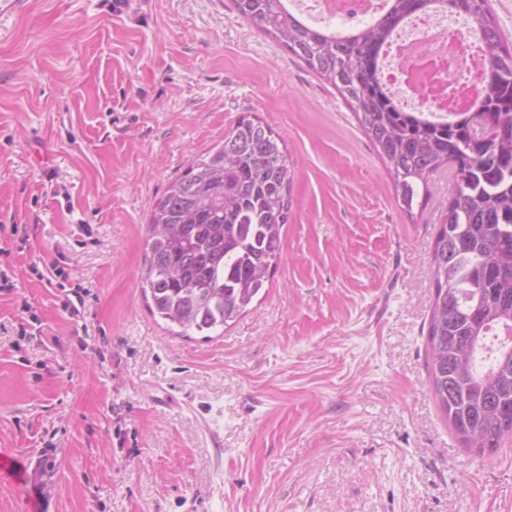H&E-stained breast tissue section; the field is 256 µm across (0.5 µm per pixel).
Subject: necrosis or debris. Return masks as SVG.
<instances>
[{"label":"necrosis or debris","instance_id":"4bbe7bcc","mask_svg":"<svg viewBox=\"0 0 512 512\" xmlns=\"http://www.w3.org/2000/svg\"><path fill=\"white\" fill-rule=\"evenodd\" d=\"M305 18L319 23H352L376 12V0H289ZM399 33L406 47L392 56L386 80L402 107L442 112L471 105L480 86L482 50L468 25L449 24L444 13L431 12L408 20Z\"/></svg>","mask_w":512,"mask_h":512}]
</instances>
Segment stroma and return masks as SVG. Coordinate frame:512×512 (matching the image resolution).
Masks as SVG:
<instances>
[{
  "label": "stroma",
  "mask_w": 512,
  "mask_h": 512,
  "mask_svg": "<svg viewBox=\"0 0 512 512\" xmlns=\"http://www.w3.org/2000/svg\"><path fill=\"white\" fill-rule=\"evenodd\" d=\"M245 114L293 161L281 260L179 336L142 293L147 217ZM450 187L408 218L336 90L231 0L0 16V512H512V436L462 448L429 383ZM60 251L78 321L37 275Z\"/></svg>",
  "instance_id": "1"
}]
</instances>
